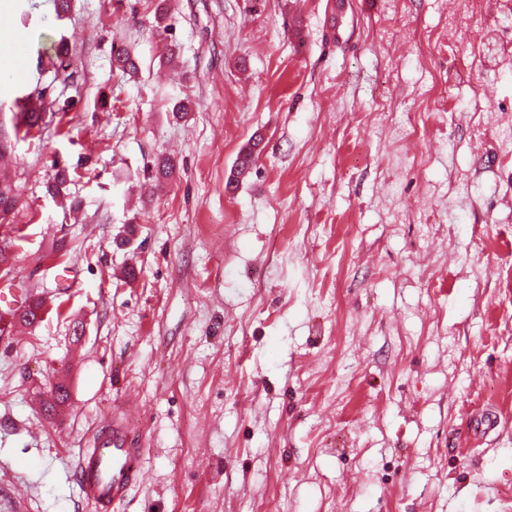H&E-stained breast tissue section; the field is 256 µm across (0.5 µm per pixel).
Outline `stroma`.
<instances>
[{
  "mask_svg": "<svg viewBox=\"0 0 512 512\" xmlns=\"http://www.w3.org/2000/svg\"><path fill=\"white\" fill-rule=\"evenodd\" d=\"M37 2L0 9V126L53 104L0 240L53 300L0 341V512H92L111 411L118 512H512V0ZM62 37L69 80L36 62ZM34 100L35 104L38 103L37 107H32ZM14 105L21 109V112L17 115L18 122L14 129L15 141H17L20 127L26 128L25 135H28L32 129L40 128L44 122L46 114L45 90H37L18 98ZM261 140L252 141L248 144V147H245L241 150L238 155L236 165L234 168L233 176L228 180V186H234L235 182L238 183L240 178H245L248 174L251 173L256 160L258 159V153L256 148L260 145ZM141 457L142 448H133L124 424L112 418L94 438L93 448L78 453L76 474L83 498L98 512H112L142 475Z\"/></svg>",
  "mask_w": 512,
  "mask_h": 512,
  "instance_id": "obj_1",
  "label": "stroma"
}]
</instances>
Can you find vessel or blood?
<instances>
[{"instance_id":"b4317fda","label":"vessel or blood","mask_w":512,"mask_h":512,"mask_svg":"<svg viewBox=\"0 0 512 512\" xmlns=\"http://www.w3.org/2000/svg\"><path fill=\"white\" fill-rule=\"evenodd\" d=\"M23 307L13 292L0 289L1 335L12 338L22 332L17 314ZM141 457V449L132 446L121 421L105 424L92 447L81 449L77 456L76 474L83 498L94 504L97 512H114L142 474Z\"/></svg>"}]
</instances>
